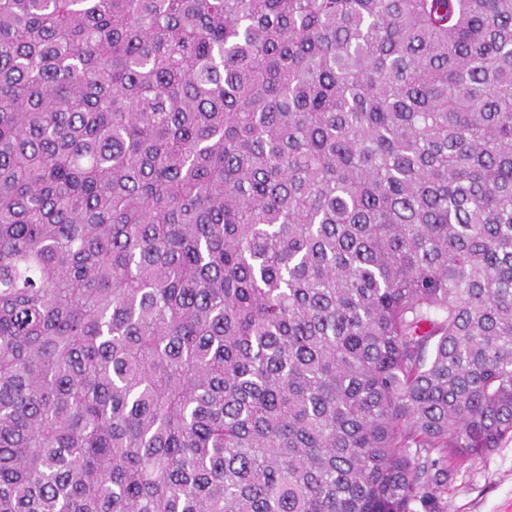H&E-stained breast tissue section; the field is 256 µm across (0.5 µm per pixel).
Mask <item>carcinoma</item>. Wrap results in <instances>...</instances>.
<instances>
[{"label":"carcinoma","mask_w":512,"mask_h":512,"mask_svg":"<svg viewBox=\"0 0 512 512\" xmlns=\"http://www.w3.org/2000/svg\"><path fill=\"white\" fill-rule=\"evenodd\" d=\"M512 440V0H0V512H448Z\"/></svg>","instance_id":"carcinoma-1"}]
</instances>
